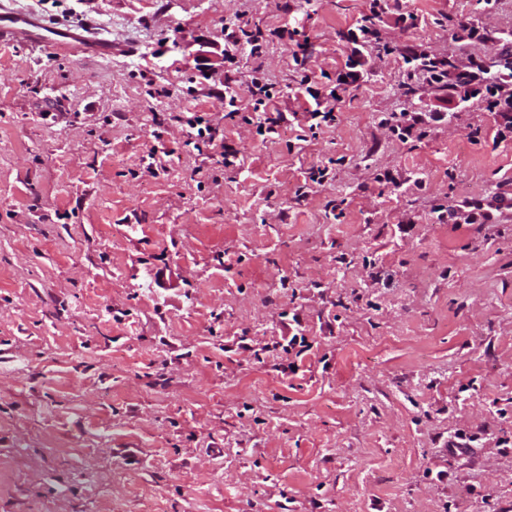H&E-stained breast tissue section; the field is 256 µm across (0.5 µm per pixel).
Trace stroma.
Here are the masks:
<instances>
[{"label":"stroma","instance_id":"stroma-1","mask_svg":"<svg viewBox=\"0 0 512 512\" xmlns=\"http://www.w3.org/2000/svg\"><path fill=\"white\" fill-rule=\"evenodd\" d=\"M0 7V512H512V0ZM18 34L24 35L31 45L62 49L70 47L68 39L97 42L69 30L47 27L29 17H5L0 8V42L7 36L13 37Z\"/></svg>","mask_w":512,"mask_h":512}]
</instances>
